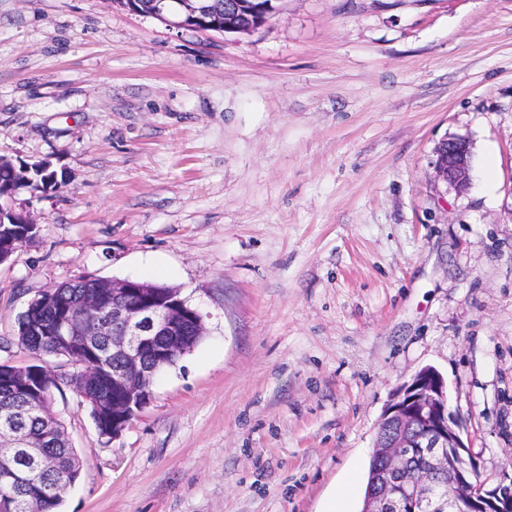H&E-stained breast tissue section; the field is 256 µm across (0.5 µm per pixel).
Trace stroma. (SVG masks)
Wrapping results in <instances>:
<instances>
[{"label":"stroma","instance_id":"stroma-1","mask_svg":"<svg viewBox=\"0 0 512 512\" xmlns=\"http://www.w3.org/2000/svg\"><path fill=\"white\" fill-rule=\"evenodd\" d=\"M472 143L467 191L435 148ZM0 154L56 191L0 265V363L80 277L180 288L206 334L122 436L68 385L60 512H359L378 423L438 370L482 477L512 461V0H282L245 35L0 0Z\"/></svg>","mask_w":512,"mask_h":512}]
</instances>
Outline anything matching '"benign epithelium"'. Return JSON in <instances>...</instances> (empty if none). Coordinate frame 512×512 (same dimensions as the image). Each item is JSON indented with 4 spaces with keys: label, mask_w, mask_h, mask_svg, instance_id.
<instances>
[{
    "label": "benign epithelium",
    "mask_w": 512,
    "mask_h": 512,
    "mask_svg": "<svg viewBox=\"0 0 512 512\" xmlns=\"http://www.w3.org/2000/svg\"><path fill=\"white\" fill-rule=\"evenodd\" d=\"M130 12L151 16L176 29L198 33L249 34L279 10L280 0H116ZM472 145L462 137L443 140L435 150V177L457 192L468 189ZM21 182L40 189L47 161L23 163ZM112 303L87 293L76 312L53 322L48 332L67 345L92 336L112 338V412L100 429L116 439L152 398L155 375L188 353L186 337L205 335L203 314L181 297L180 289L159 291L149 283L103 279ZM37 367L9 370L12 383L28 388ZM96 379L81 370L71 386L83 399ZM1 448H22L37 456L41 441L24 430L0 429ZM374 463L362 512H512V467H503L493 483L475 480L476 467L461 426L448 405L443 376L425 367L403 383L384 412L372 449Z\"/></svg>",
    "instance_id": "benign-epithelium-1"
}]
</instances>
